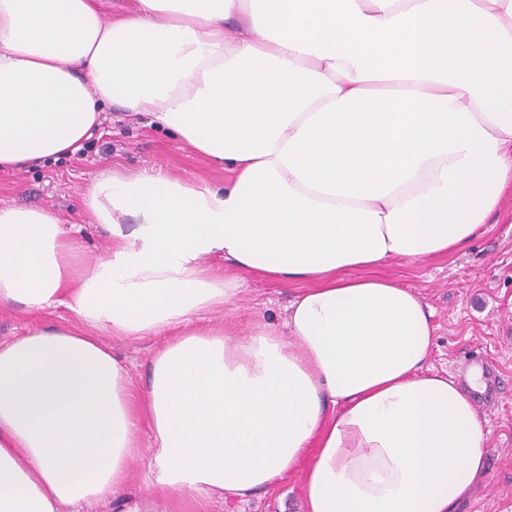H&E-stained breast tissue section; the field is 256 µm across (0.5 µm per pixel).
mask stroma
Instances as JSON below:
<instances>
[{
  "label": "stroma",
  "instance_id": "stroma-1",
  "mask_svg": "<svg viewBox=\"0 0 512 512\" xmlns=\"http://www.w3.org/2000/svg\"><path fill=\"white\" fill-rule=\"evenodd\" d=\"M103 136L80 155L47 159L13 171H0V206L21 205L50 210L61 223L79 227L84 258L93 265L103 259L110 240L94 224L80 221L77 205L91 180L113 168L127 174L155 167L168 177L220 188L221 165L199 154L187 142L150 125L148 116H131L112 106L102 112ZM380 275L416 289L434 311L435 350L431 367L454 375L456 364L487 359L497 367L499 388L484 419L489 429L487 475L462 499L456 512H512V190L498 213L492 214L461 251L409 263L394 261ZM240 295L239 324L283 323L288 301L301 288L258 276L248 279ZM64 309L33 313L20 307L0 308V340L37 326L68 318ZM104 344L118 354L131 376L145 381L148 365L164 337L117 340L100 332ZM301 476L286 477L268 492L248 501L212 503L208 512H279V500L299 499Z\"/></svg>",
  "mask_w": 512,
  "mask_h": 512
}]
</instances>
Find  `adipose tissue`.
Segmentation results:
<instances>
[{"instance_id": "1", "label": "adipose tissue", "mask_w": 512, "mask_h": 512, "mask_svg": "<svg viewBox=\"0 0 512 512\" xmlns=\"http://www.w3.org/2000/svg\"><path fill=\"white\" fill-rule=\"evenodd\" d=\"M116 104L222 163L223 188L108 170L87 266L51 212L0 208V307L71 323L0 342V512L121 494L149 458L185 512L302 473L297 512H454L485 476L468 394L431 370L393 260L464 249L512 186V0H0V169L72 154ZM306 287L283 326L200 331L243 283ZM166 336L146 382L98 330ZM152 446L142 450L141 427Z\"/></svg>"}]
</instances>
